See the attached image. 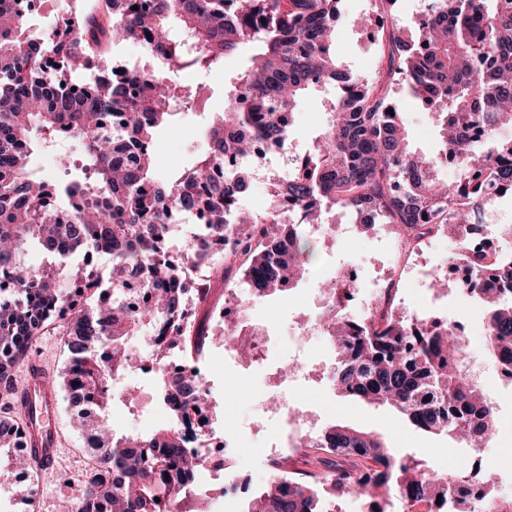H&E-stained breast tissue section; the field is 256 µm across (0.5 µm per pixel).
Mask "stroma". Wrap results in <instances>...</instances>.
Returning <instances> with one entry per match:
<instances>
[{"label": "stroma", "mask_w": 512, "mask_h": 512, "mask_svg": "<svg viewBox=\"0 0 512 512\" xmlns=\"http://www.w3.org/2000/svg\"><path fill=\"white\" fill-rule=\"evenodd\" d=\"M423 11L419 0H398L393 15L374 18L365 30L351 26L339 28L336 37V56L346 66L361 76H369L368 63L371 57L385 56L387 33L392 25L411 26L421 18ZM250 56L242 51L227 61L224 69L194 70L183 74V81L201 89V106L183 114L175 128H163L156 139L168 152L172 167H192L197 156L206 150L205 130L214 112L224 107V93L227 88L226 75L241 70ZM393 97L400 117L408 132L413 148H429L434 142V128L427 112L404 87H396ZM330 105L327 94L314 92L296 108L291 129L289 149L296 156H303L313 149V143L325 125ZM277 173L274 162L266 159L254 160L248 196L244 201L247 208L261 213L274 204L272 192L273 177ZM313 239L319 251L317 266L329 269L353 263H362V286H369L377 277L374 260L380 259L385 251L383 240L361 239L362 253H355L343 236L325 239L314 234ZM321 288L310 278H303L284 295L266 299L255 304L251 315L253 324L266 329L268 342L258 364L249 371L262 384L272 390H279L276 371L287 363L290 347L297 333V325L314 320L319 313L316 299ZM400 312L424 313L436 309L447 318L463 321L469 340L468 359L479 377L482 387L498 411L500 448L485 451L484 480L500 494L512 495V389L503 386L483 348L482 332L484 307L456 287L448 288L441 302H432L431 291L409 280L399 286ZM316 350L311 376L302 382L300 388L288 395L290 405L316 415L318 425L341 421L357 429L381 436L389 447L402 454L415 456L426 465L447 469L451 460L458 457L457 442L445 436L424 433L405 423L394 411L374 404L356 403L337 396L322 376L329 362L324 350L323 337L310 338ZM67 336L60 324L46 328L36 340L32 352L43 357L49 364L52 377H59L69 363ZM241 368L232 363L216 362L212 369V382L216 389L215 400L219 411L217 423L234 429L248 430L255 409L251 399L235 391L236 377ZM75 409L64 389L56 391V405L52 423L62 439V454L55 470L45 471L33 479L31 506H24L12 483L13 470L10 466L0 467V512H71V506L82 488L86 472L92 460L90 449L82 432L72 425ZM276 427H268L259 437L247 438L244 448L238 449L236 464L246 479L248 490H256L266 483L263 467L266 444L276 434Z\"/></svg>", "instance_id": "obj_1"}]
</instances>
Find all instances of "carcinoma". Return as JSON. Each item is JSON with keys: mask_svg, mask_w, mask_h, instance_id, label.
<instances>
[{"mask_svg": "<svg viewBox=\"0 0 512 512\" xmlns=\"http://www.w3.org/2000/svg\"><path fill=\"white\" fill-rule=\"evenodd\" d=\"M341 0H104L84 26L62 21L44 37L27 34L16 0H0V275L14 288L0 290V398L10 399L27 376L43 330L65 322L72 354L63 377L94 463L75 512H201L190 488L199 459L183 451L177 431L115 436L108 405L112 375L141 371L125 344L149 324L176 325L186 298L205 301L209 288L182 279L184 256L209 258L207 244L186 254L166 250L165 226L179 207L205 218L202 236L224 250V279L241 277L260 299L285 291L309 272L313 242L302 224L278 214H246L239 197L250 181L256 142L265 153L286 151L285 113L311 92L331 88L329 120L302 162L288 171V202L309 223L338 209H370L380 224H397L415 241L474 222L512 184V0H442L413 29L393 27L384 67L363 79L333 51L342 20ZM138 9H133V6ZM138 41L162 69L120 75L103 49L112 33ZM252 48L249 64L228 81L224 110L207 128L208 147L191 168L158 174L149 144L157 130L176 125L179 110L198 101L199 87L180 79L187 70L224 67L226 58ZM80 66L91 73L76 87ZM408 89L433 116L436 145L411 150L396 104L395 85ZM394 110V114L387 110ZM125 116L122 128L103 123ZM43 134L37 139L34 133ZM65 132L92 135L83 179L64 188L36 176L31 158ZM456 167L451 184L436 172ZM224 166V180L213 169ZM66 203L60 204L61 196ZM108 246L112 284L90 264L67 269L72 256ZM54 261L26 264L29 243ZM488 270L464 286L484 304L485 342L494 360L512 365V247L496 249ZM139 285L144 304L125 305L127 287ZM98 295V307L80 300ZM424 328L391 315L378 330L339 319L349 334L336 338L337 395L393 409L411 426L434 435L482 443L497 427L494 406L462 372L467 356L457 321L419 317ZM159 402H200L193 375L175 372L150 380ZM33 411L19 422L0 415V451L15 447L12 433L29 432ZM297 464L307 479L285 488L269 483L253 492L243 512H342L336 497L367 502L400 496L409 512H433L437 495L447 512H475L455 495L470 462L451 471L397 454L378 435L332 422Z\"/></svg>", "mask_w": 512, "mask_h": 512, "instance_id": "obj_1", "label": "carcinoma"}]
</instances>
